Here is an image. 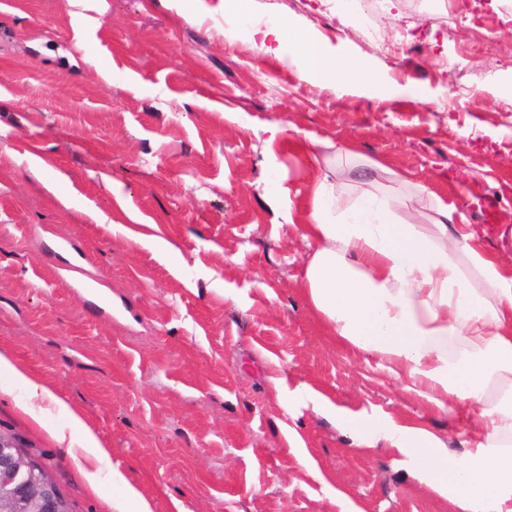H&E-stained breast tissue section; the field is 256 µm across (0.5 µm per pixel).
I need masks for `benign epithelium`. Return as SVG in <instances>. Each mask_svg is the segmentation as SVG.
Masks as SVG:
<instances>
[{
    "label": "benign epithelium",
    "mask_w": 512,
    "mask_h": 512,
    "mask_svg": "<svg viewBox=\"0 0 512 512\" xmlns=\"http://www.w3.org/2000/svg\"><path fill=\"white\" fill-rule=\"evenodd\" d=\"M0 512H71L48 467L23 456L0 434Z\"/></svg>",
    "instance_id": "obj_1"
}]
</instances>
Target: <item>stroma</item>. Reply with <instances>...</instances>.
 <instances>
[{"label":"stroma","mask_w":512,"mask_h":512,"mask_svg":"<svg viewBox=\"0 0 512 512\" xmlns=\"http://www.w3.org/2000/svg\"><path fill=\"white\" fill-rule=\"evenodd\" d=\"M471 6L497 21L465 54ZM281 23L378 82L302 81L251 43ZM509 83L512 0H0V349L110 456L90 489L4 372L0 433L72 512H107L114 466L155 512H459L418 460L343 426H420L452 455L473 429L310 310L306 144L344 148L331 177L351 195L427 185L512 270ZM305 387L322 412L296 401Z\"/></svg>","instance_id":"35a3bbf8"}]
</instances>
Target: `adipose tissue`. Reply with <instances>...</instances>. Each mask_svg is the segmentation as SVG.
Here are the masks:
<instances>
[{"label": "adipose tissue", "instance_id": "1", "mask_svg": "<svg viewBox=\"0 0 512 512\" xmlns=\"http://www.w3.org/2000/svg\"><path fill=\"white\" fill-rule=\"evenodd\" d=\"M296 47L303 81L335 93L374 84L379 76L354 58H331L310 32L276 24L257 31L253 45L280 55ZM309 222L302 237L310 254L302 278L304 297L330 336L377 356L389 375L407 383L437 413L465 409L477 422L469 452L449 459L446 444L424 429L392 425L386 441L421 459L427 483L450 493L460 512L505 505L512 488V273L482 251L468 225L458 223L427 186L413 201L422 223L399 222L400 199L363 195L343 204V191L325 167L312 170ZM0 372L27 395L26 413L44 423L47 409L68 415L74 434L53 430L58 444L80 449L86 460L109 450L79 413L0 350ZM503 383L505 397L489 404L486 392Z\"/></svg>", "mask_w": 512, "mask_h": 512}]
</instances>
